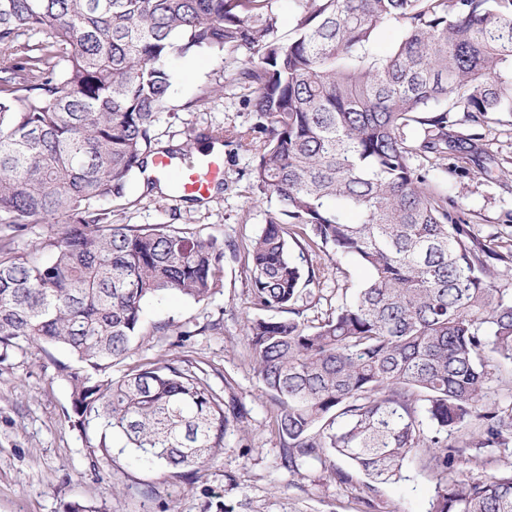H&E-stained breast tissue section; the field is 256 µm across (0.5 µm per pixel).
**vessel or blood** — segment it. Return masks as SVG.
Instances as JSON below:
<instances>
[{"label": "vessel or blood", "mask_w": 512, "mask_h": 512, "mask_svg": "<svg viewBox=\"0 0 512 512\" xmlns=\"http://www.w3.org/2000/svg\"><path fill=\"white\" fill-rule=\"evenodd\" d=\"M155 176H163L171 169L179 171V194L184 198L209 199L213 190L224 181V156L207 152L185 166H177L170 157L159 155L152 162Z\"/></svg>", "instance_id": "1"}]
</instances>
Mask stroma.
Listing matches in <instances>:
<instances>
[{
	"label": "stroma",
	"mask_w": 512,
	"mask_h": 512,
	"mask_svg": "<svg viewBox=\"0 0 512 512\" xmlns=\"http://www.w3.org/2000/svg\"><path fill=\"white\" fill-rule=\"evenodd\" d=\"M177 81L156 134L162 145L210 150L209 132L247 125L255 116L223 91V63L207 53L174 62ZM212 88L196 105L201 88ZM247 154L224 157V187L203 204L147 192L141 177L128 187L133 204L123 223L145 227L169 224L200 232L225 246L224 277L201 302L168 298L144 309L142 334L113 375L149 359H175L183 368L204 370L225 400L243 403L247 422L229 429L223 453L191 480L171 479L163 469L113 453L112 480H98L82 432L64 416L69 389L57 366L70 363L59 349L19 348L0 359V512H63L78 501L96 512H216L217 503L243 505L244 512H356L366 491L363 478L339 485L329 470L314 466L297 478L280 465V437L273 405L255 371L245 336L251 288L244 246L264 224L267 201L248 187ZM443 187L465 209L475 234L496 236L512 245V112H501L486 132L484 152L465 167L449 169ZM318 281L304 318L316 324L328 317L343 289L362 285L369 272L351 258H322ZM165 331H157V324ZM191 331L186 345L178 333ZM434 485L422 458L408 463L403 479L378 485L376 512H427ZM151 488L152 496L129 494V487Z\"/></svg>",
	"instance_id": "35a3bbf8"
}]
</instances>
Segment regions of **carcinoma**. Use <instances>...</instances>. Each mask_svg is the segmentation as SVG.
Instances as JSON below:
<instances>
[{
	"label": "carcinoma",
	"mask_w": 512,
	"mask_h": 512,
	"mask_svg": "<svg viewBox=\"0 0 512 512\" xmlns=\"http://www.w3.org/2000/svg\"><path fill=\"white\" fill-rule=\"evenodd\" d=\"M275 2L0 0V356L69 353L65 416L93 432L101 478L119 448L191 479L248 419L174 359L111 375L147 302L203 301L224 276L215 238L116 222L134 174L172 153L156 137L171 60L209 53L256 113L211 137L250 154L249 187L277 201L245 245L246 338L281 466L302 478L341 456L351 468L331 467L335 482L361 474L371 493L423 453L428 512H512V409L487 398L512 364V287L498 283L512 249L477 237L438 181L448 158L481 152L483 134L465 142L457 121L512 112V0H293L286 37ZM390 20L403 38L379 56ZM39 222L55 236L16 251ZM320 254L369 278L309 325L299 303ZM402 25L396 21L381 24L375 35L374 50L378 55L390 53L399 43L402 36Z\"/></svg>",
	"instance_id": "1"
}]
</instances>
